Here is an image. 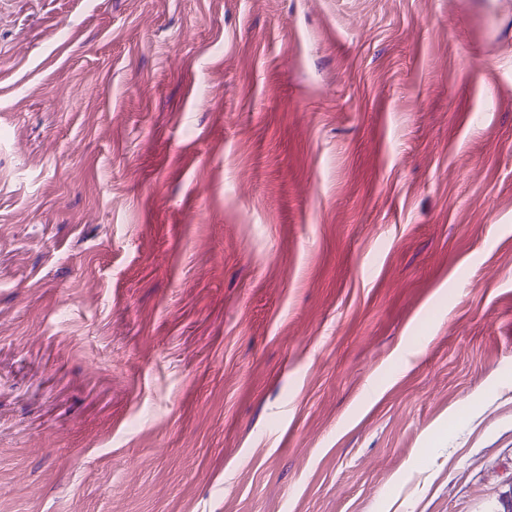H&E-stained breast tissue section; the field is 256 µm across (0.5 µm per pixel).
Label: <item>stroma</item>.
<instances>
[{
    "label": "stroma",
    "instance_id": "1",
    "mask_svg": "<svg viewBox=\"0 0 512 512\" xmlns=\"http://www.w3.org/2000/svg\"><path fill=\"white\" fill-rule=\"evenodd\" d=\"M512 0H0V512H497Z\"/></svg>",
    "mask_w": 512,
    "mask_h": 512
}]
</instances>
